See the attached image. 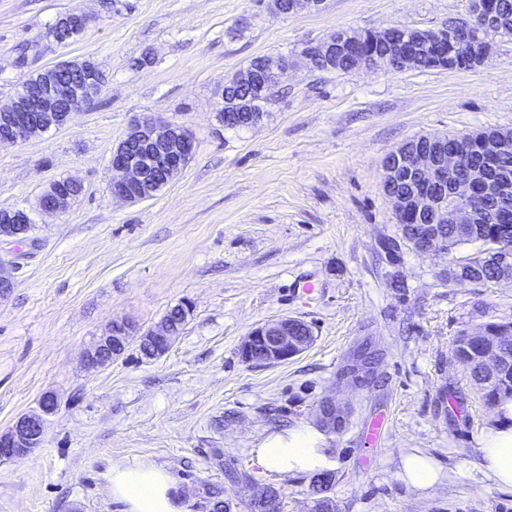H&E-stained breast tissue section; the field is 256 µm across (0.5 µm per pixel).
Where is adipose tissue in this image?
Instances as JSON below:
<instances>
[{
  "label": "adipose tissue",
  "mask_w": 512,
  "mask_h": 512,
  "mask_svg": "<svg viewBox=\"0 0 512 512\" xmlns=\"http://www.w3.org/2000/svg\"><path fill=\"white\" fill-rule=\"evenodd\" d=\"M499 413L478 443L476 468L498 487L512 488V400H504ZM254 454L264 469L281 475L316 473L336 464L327 437L312 424L268 435ZM400 469L402 482L416 491L433 488L442 476L432 460L418 453L403 454ZM108 491L121 512H188L174 477L152 463L113 464Z\"/></svg>",
  "instance_id": "obj_1"
}]
</instances>
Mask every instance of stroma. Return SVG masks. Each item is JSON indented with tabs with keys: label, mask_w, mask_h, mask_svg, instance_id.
Segmentation results:
<instances>
[{
	"label": "stroma",
	"mask_w": 512,
	"mask_h": 512,
	"mask_svg": "<svg viewBox=\"0 0 512 512\" xmlns=\"http://www.w3.org/2000/svg\"><path fill=\"white\" fill-rule=\"evenodd\" d=\"M470 0H327L319 11L275 15L268 0H0V104L38 71L90 59L105 74L100 95L63 129L0 145V209L35 224L12 244L16 286L0 298V432L48 392L58 411L34 454L0 459V512H118L108 492L113 463L168 468L204 512L202 484L222 486L231 512L278 489L279 512H312L309 474L264 470V437L318 424L326 398L348 410L328 432L334 512H512V489L475 478V448L498 419L454 359L462 329L512 321V284L449 281L452 256L403 246L391 266L384 239L398 236L381 191L382 161L422 134L512 130V36L492 34L471 70L312 67L303 52L339 29L393 25L438 29L468 18ZM88 19L69 43L48 35L58 16ZM36 44L22 65L18 49ZM260 55L292 65L260 123L216 118L224 82ZM159 117L189 129L195 151L151 198L113 199L110 160L132 124ZM83 191L67 210L40 215L43 191L65 178ZM313 283L312 296L298 288ZM182 301L193 314L161 358L129 349L86 369L83 353L112 321L156 325ZM306 322L314 341L276 365L244 362L257 325ZM379 361L360 381L340 368L363 343ZM387 414L379 447L362 445L366 422ZM246 481H227L215 459ZM441 468L432 490L408 489L400 457Z\"/></svg>",
	"instance_id": "obj_1"
}]
</instances>
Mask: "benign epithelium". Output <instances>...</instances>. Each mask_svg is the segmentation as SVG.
<instances>
[{"label":"benign epithelium","instance_id":"benign-epithelium-1","mask_svg":"<svg viewBox=\"0 0 512 512\" xmlns=\"http://www.w3.org/2000/svg\"><path fill=\"white\" fill-rule=\"evenodd\" d=\"M326 0H271L272 10L279 14L298 10L319 11ZM502 18L497 11L482 8L470 12L469 18L456 21L438 30L412 29L401 38L395 48L382 55L362 51V45L374 46L385 39L389 29L359 32H336L320 43L307 48L305 57L313 67L322 60H333L350 53L355 66L365 70L406 71L416 65L421 51L430 53L432 69L454 70L459 58L446 45H463L469 53V63L483 61L490 52L485 36L500 32ZM288 59L270 57L262 67L249 66L227 80V84L253 94L279 83L288 70ZM87 103L78 85L69 81L52 79L37 97L14 95L6 104H0V119L8 126L6 143L15 144L39 137L51 130L66 126L72 115ZM218 111L224 113V124L255 125L256 112H245L227 106L222 101ZM419 143L405 142L386 154L383 161L385 188L399 176L412 184V193L405 196L385 192L396 220L410 216L419 220L427 215L417 236L408 244L422 252L448 253V239L443 226L451 224L461 237L471 233L477 224L489 223L487 206L491 203L505 205L512 201V168L499 164L500 159L512 149V131H499L478 141L476 148L490 162L494 174L482 177L465 165L469 151L468 141L445 134H424ZM193 134L183 126L161 118H145L137 122L128 136L112 151V196L134 204L149 198L159 187L151 174L160 172L163 183L171 181L189 162L193 155ZM81 182L66 178L53 182L41 195L39 210L55 214L66 210L75 201L73 189ZM29 214L21 209H9L0 214V242L15 243L20 240L17 225L27 222ZM497 282L512 283V249L496 250ZM15 261L7 254H0V298L7 297L15 288ZM167 320L163 319L143 333L124 322L111 323L85 352V363L92 368H103L123 355L131 342L137 343L141 358L153 360L164 355L177 340ZM313 336L298 333V319L282 317L262 323L251 330L240 346L247 363L277 364L285 362L312 345ZM512 362L505 349L490 347L483 355V363L492 371L506 362ZM58 407V399L46 395L39 404L40 411L23 413L5 431L0 432V451L7 457L27 456L42 442L45 417Z\"/></svg>","mask_w":512,"mask_h":512}]
</instances>
